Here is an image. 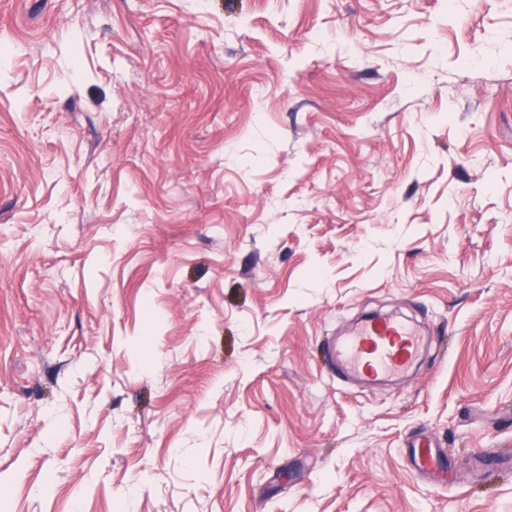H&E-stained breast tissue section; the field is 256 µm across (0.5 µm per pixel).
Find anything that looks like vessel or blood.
<instances>
[{
	"instance_id": "vessel-or-blood-1",
	"label": "vessel or blood",
	"mask_w": 512,
	"mask_h": 512,
	"mask_svg": "<svg viewBox=\"0 0 512 512\" xmlns=\"http://www.w3.org/2000/svg\"><path fill=\"white\" fill-rule=\"evenodd\" d=\"M421 350V336L408 322L387 317L361 323L340 344L329 345L328 363L352 376H393L408 370ZM412 465L433 476L443 464V453L432 438L423 436L409 445Z\"/></svg>"
}]
</instances>
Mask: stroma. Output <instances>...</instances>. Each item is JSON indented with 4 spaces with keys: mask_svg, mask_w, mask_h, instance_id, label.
<instances>
[{
    "mask_svg": "<svg viewBox=\"0 0 512 512\" xmlns=\"http://www.w3.org/2000/svg\"><path fill=\"white\" fill-rule=\"evenodd\" d=\"M0 42V512H512V0H0ZM376 311L416 364L330 374ZM412 465L421 473L435 477L443 464V453L432 438L423 436L409 444Z\"/></svg>",
    "mask_w": 512,
    "mask_h": 512,
    "instance_id": "1",
    "label": "stroma"
}]
</instances>
